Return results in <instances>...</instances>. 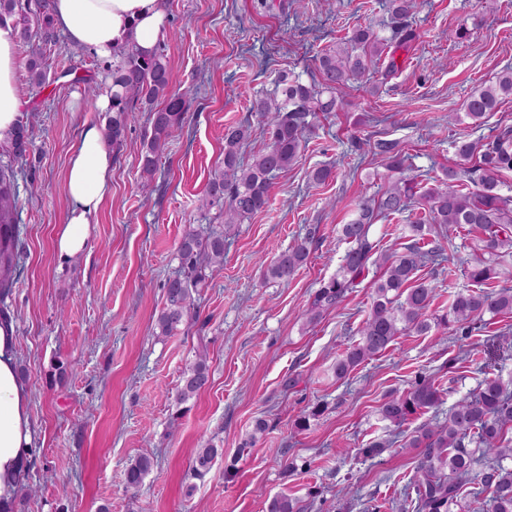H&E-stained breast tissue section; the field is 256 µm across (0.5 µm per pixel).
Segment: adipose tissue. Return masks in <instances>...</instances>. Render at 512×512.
I'll use <instances>...</instances> for the list:
<instances>
[{
    "label": "adipose tissue",
    "instance_id": "obj_1",
    "mask_svg": "<svg viewBox=\"0 0 512 512\" xmlns=\"http://www.w3.org/2000/svg\"><path fill=\"white\" fill-rule=\"evenodd\" d=\"M54 24L76 48L101 58L152 51L165 37L161 0H53ZM18 59L11 26L0 27V149L8 146L24 102L16 84ZM112 146L101 127L84 125L67 167L69 210L55 240L58 256L82 252L102 203L112 193ZM29 392L18 374L14 315L0 312V512H16V491L32 462Z\"/></svg>",
    "mask_w": 512,
    "mask_h": 512
}]
</instances>
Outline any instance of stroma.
Instances as JSON below:
<instances>
[{
	"instance_id": "35a3bbf8",
	"label": "stroma",
	"mask_w": 512,
	"mask_h": 512,
	"mask_svg": "<svg viewBox=\"0 0 512 512\" xmlns=\"http://www.w3.org/2000/svg\"><path fill=\"white\" fill-rule=\"evenodd\" d=\"M163 4L172 86L187 93L190 107L148 176L139 160L150 113L135 106L114 149L112 195L84 252L67 261L56 254L55 235L67 216L68 159L84 123H106L79 79L100 70L101 60L58 35L44 51L46 86L20 93L34 152L17 167V271L0 299L15 316L34 426L17 512H266L281 494L310 512H363L367 501L378 512H404L414 451L396 445L374 458L359 454L386 437L380 404L421 373L452 406L481 379L464 357L472 347L491 372L512 381V314L476 323L466 335L452 326L398 336L339 380L334 364L359 340L380 268L370 266L366 280L318 321L305 313L350 248L342 225L394 178L376 141L394 142L405 176L427 189L455 164L457 142H487L512 129V100L478 126L463 110L475 89L512 68V0H417V38L397 50V74L374 73L372 93L354 85L337 91V110L319 115L297 163L273 179L267 208L229 230L220 208L199 205L224 157L225 129L250 122L242 156L251 159L266 145L254 97L272 92L283 72L311 83L316 55L358 28L385 32V0ZM456 30L462 38H453ZM358 140L363 150H355ZM319 167L333 175L317 185L309 175ZM421 215L416 208L378 218L369 236L380 251H403L412 242L408 226ZM191 230L226 232L224 264L208 270L198 290V323L159 337L163 285L179 271L178 248ZM303 238L310 241L304 264L288 279L267 278V266ZM420 245L454 258V267L417 272L447 304L450 292L470 285L465 270L476 242L462 226L446 238L427 234ZM201 354L209 383L179 401L182 374ZM291 377L298 383L289 389ZM259 419L267 429L257 436ZM207 444L220 453L204 478H191L190 460ZM142 455L155 466L138 489H127L126 470Z\"/></svg>"
}]
</instances>
